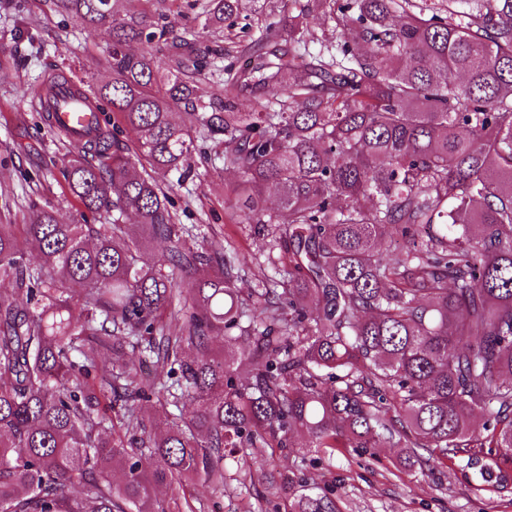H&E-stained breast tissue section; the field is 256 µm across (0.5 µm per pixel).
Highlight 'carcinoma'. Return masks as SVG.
<instances>
[{
    "instance_id": "cac0c4a2",
    "label": "carcinoma",
    "mask_w": 512,
    "mask_h": 512,
    "mask_svg": "<svg viewBox=\"0 0 512 512\" xmlns=\"http://www.w3.org/2000/svg\"><path fill=\"white\" fill-rule=\"evenodd\" d=\"M52 3L108 26L112 81L94 102L134 141L95 125L65 167L80 208L112 222L45 206L0 224L13 283L0 291V512H167L155 484L221 492L254 474L287 512H336L296 472L267 470V449L387 443L406 465L460 453L476 487L505 491L512 0H306L265 26L254 61L225 70L222 98L186 79L196 48L171 70L128 52L165 35L147 12ZM310 5L335 22L334 49L299 50L315 40ZM238 6L210 0L206 21ZM199 125L237 174L233 220L268 239L273 275L246 300V258L199 242L155 177L188 167ZM394 237L409 245L383 251ZM188 401L191 416L169 411Z\"/></svg>"
}]
</instances>
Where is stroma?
Wrapping results in <instances>:
<instances>
[{
    "mask_svg": "<svg viewBox=\"0 0 512 512\" xmlns=\"http://www.w3.org/2000/svg\"><path fill=\"white\" fill-rule=\"evenodd\" d=\"M282 0H240L234 43L224 39V25L205 26L208 0H152L150 16H162L168 29L152 47L165 65H173L174 45L194 41L203 66L194 75L206 94L221 93L225 66L242 67L261 33L259 22L279 12ZM112 42L107 27L86 29L54 9L50 0H0V224L23 223L36 207L52 206L59 218L80 221L81 211L65 189L63 171L72 149L44 118L38 93L55 76H79L86 88L111 79ZM193 171L183 178L170 173L161 181L179 210L181 223L204 239L230 243L252 257L237 286L248 294L264 273L254 259L265 240L247 234L225 217V191L233 182L206 134H199ZM401 449L340 448L335 455L278 448V468L297 471L307 485L327 490L337 512H512V493L474 490L464 478L460 457L441 464L399 466ZM186 496L199 501L201 512L220 504V512H285L279 498L269 500L254 489L218 494L202 481L185 488L157 485L155 498L168 503Z\"/></svg>",
    "mask_w": 512,
    "mask_h": 512,
    "instance_id": "1",
    "label": "stroma"
}]
</instances>
